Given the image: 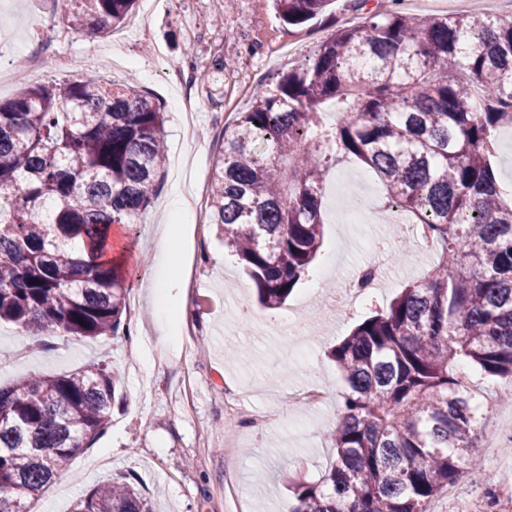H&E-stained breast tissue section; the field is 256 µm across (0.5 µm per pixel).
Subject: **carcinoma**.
Here are the masks:
<instances>
[{
	"label": "carcinoma",
	"mask_w": 512,
	"mask_h": 512,
	"mask_svg": "<svg viewBox=\"0 0 512 512\" xmlns=\"http://www.w3.org/2000/svg\"><path fill=\"white\" fill-rule=\"evenodd\" d=\"M137 0H62L71 28L108 33ZM330 0H276L306 23ZM341 118L332 126L325 109ZM512 127V20L394 10L341 28L224 127L210 223L253 281L285 303L322 241L319 192L354 157L439 246L422 282L332 351L346 383L325 488L291 512H428L468 470L486 410L468 372L512 380V200L493 137ZM160 107L115 78L54 80L0 104V323L46 337L128 331L112 225L134 224L164 166ZM36 283H30V280ZM121 377L92 362L0 386V512H29L62 463L107 428ZM73 512H152L134 484L89 490Z\"/></svg>",
	"instance_id": "carcinoma-1"
}]
</instances>
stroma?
<instances>
[{"label":"stroma","instance_id":"stroma-1","mask_svg":"<svg viewBox=\"0 0 512 512\" xmlns=\"http://www.w3.org/2000/svg\"><path fill=\"white\" fill-rule=\"evenodd\" d=\"M396 10L422 20L444 16L413 0H335L323 15L302 24L284 22L274 0H155L136 8L109 36L70 28L53 0H0V70L39 61L28 85L75 77H116L161 105L166 162L160 186L138 223L112 227V255L125 273L138 306L127 312L134 337L29 342L25 331L0 325V385L30 375L73 371L91 360L119 373L120 397L93 447L62 466L65 496L49 487L32 512H70L76 498L102 481L129 479L153 496L155 512H226L224 475L233 471L251 512H285L292 485L321 482L336 458L326 436L339 411L345 383L330 352L352 328L386 306L410 282L424 278L434 248L419 244L401 225L369 214V196L383 192L375 173L351 159L327 177L321 190L323 241L311 274L282 307L263 308L252 281L224 249L208 210L177 225L174 272L185 276L183 295L158 300L151 288L157 242L169 221L166 204L175 188L209 180L225 126L247 111L257 94L298 67L337 27L356 25L376 11ZM195 105L198 146L183 140V101ZM388 261V277L371 302L340 303L338 291L359 267ZM297 326H281L283 313ZM178 329L158 340V323ZM477 395L491 399V413L476 439L473 476H462L429 505V512H462L469 498L512 485V402L501 382L472 374ZM325 385L331 399L301 408L286 396ZM245 395L264 425L225 420L228 391ZM265 474V490L252 484Z\"/></svg>","mask_w":512,"mask_h":512}]
</instances>
